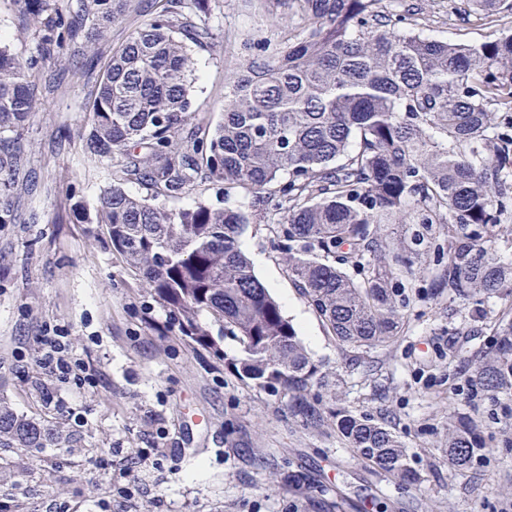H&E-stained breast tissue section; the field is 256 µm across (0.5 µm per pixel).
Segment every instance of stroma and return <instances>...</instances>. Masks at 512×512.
<instances>
[{
    "label": "stroma",
    "mask_w": 512,
    "mask_h": 512,
    "mask_svg": "<svg viewBox=\"0 0 512 512\" xmlns=\"http://www.w3.org/2000/svg\"><path fill=\"white\" fill-rule=\"evenodd\" d=\"M403 13L405 28L467 42L512 27V14L466 11L463 0H379ZM145 18L129 0L121 22L87 49L93 66L75 68L64 46L46 65L37 106L24 130L1 137L0 394L19 413L62 419L65 448L0 449V502L11 512H512V409L472 398L462 369L491 340L511 302L481 313L451 310L428 284L415 283L403 336L389 348L339 346L288 276L266 222L240 238L255 273L334 384L324 405L384 422L404 442L420 479L375 469L347 448L332 421L303 425L286 392L237 377L241 346L227 336L223 359L180 335L168 311L81 223L112 181L113 165L82 152L85 105L100 63ZM290 17L285 0H210V47H193L199 117L222 119L224 75L245 64L256 42L279 48ZM24 0H0V42L37 55ZM69 336L93 370L94 387L57 386L34 361L46 327ZM58 387L62 403L43 386ZM475 410L494 435L474 468L448 466L451 413ZM129 486V496L117 490Z\"/></svg>",
    "instance_id": "35a3bbf8"
}]
</instances>
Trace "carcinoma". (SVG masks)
<instances>
[{
	"mask_svg": "<svg viewBox=\"0 0 512 512\" xmlns=\"http://www.w3.org/2000/svg\"><path fill=\"white\" fill-rule=\"evenodd\" d=\"M42 56L90 43L123 18L125 0H76L41 18ZM298 31L224 75L223 118L196 122L194 60L211 28L194 16L208 0H150V18L101 67L83 149L122 157L94 216L112 252L167 308L184 336L224 359L210 325L242 345L234 373L288 392L302 422L331 419L347 447L377 468L412 475L406 446L383 423L324 407L327 375L256 275L239 237L252 220L273 225L296 287L342 346L386 349L403 335L417 270L383 241V228L418 224L414 245L434 255L431 296L477 308L512 296V262L494 230L512 220V27L457 43L400 27L377 0H286ZM39 60L0 44V130L16 131L36 106ZM138 183L150 198L127 193ZM209 182L248 199L250 211L199 199L158 203ZM353 269L355 274L348 273ZM208 315L210 323L199 316ZM493 343L468 360L471 392L512 401V306ZM493 439L468 413L448 416V462L469 470ZM63 426L18 414L0 398V448H61Z\"/></svg>",
	"mask_w": 512,
	"mask_h": 512,
	"instance_id": "cac0c4a2",
	"label": "carcinoma"
}]
</instances>
